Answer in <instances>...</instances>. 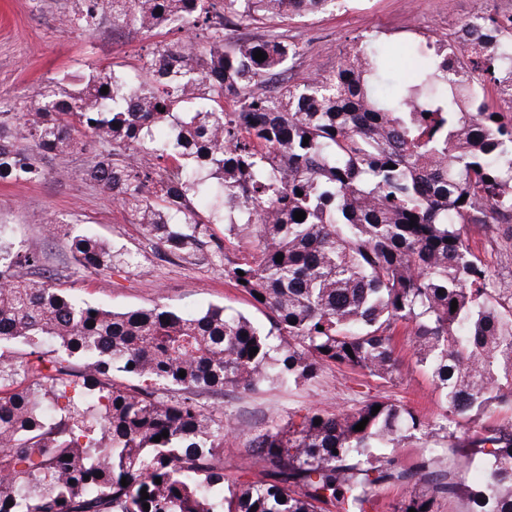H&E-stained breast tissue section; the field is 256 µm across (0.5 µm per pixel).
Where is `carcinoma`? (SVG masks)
<instances>
[{
  "label": "carcinoma",
  "mask_w": 512,
  "mask_h": 512,
  "mask_svg": "<svg viewBox=\"0 0 512 512\" xmlns=\"http://www.w3.org/2000/svg\"><path fill=\"white\" fill-rule=\"evenodd\" d=\"M221 4L73 0L69 21L85 30L107 18L143 34L205 27L211 41L155 46L134 81L108 66L78 91L51 78L23 111H0V182L40 179L39 154L109 145L87 176L171 252L212 224L254 239L250 260L214 257L269 328L218 305L114 311L26 281L17 270L43 256L0 225V512H371L388 486L403 490L394 512H434L444 498L512 512V424L480 421L512 407V290L502 302L469 247L476 230L512 240V18L479 0L484 32L466 37L465 23L435 40L398 83L361 43L272 94L263 78L298 44L274 33L230 45L224 26L336 0ZM48 232L90 273L124 259L60 220ZM400 326L439 394L434 421L377 398L295 411L244 449L261 478L224 490V412L203 396L286 390L326 366L389 381ZM412 439L423 445L403 465L397 449Z\"/></svg>",
  "instance_id": "carcinoma-1"
}]
</instances>
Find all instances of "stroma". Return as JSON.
<instances>
[{
    "mask_svg": "<svg viewBox=\"0 0 512 512\" xmlns=\"http://www.w3.org/2000/svg\"><path fill=\"white\" fill-rule=\"evenodd\" d=\"M73 0H0V106L18 107L31 99L49 78L88 74L92 66L111 67L117 75L134 77L149 47L177 41L170 28L144 35L113 30L100 20L88 33L68 22ZM475 0H354L350 9L283 18L228 32L230 41L256 40L272 31L298 43L302 54L284 75L297 83L315 71H331L346 47L366 40L381 46L392 77H400L411 58L426 50L427 39H443L467 22ZM90 151L46 155L41 159L42 180L0 182V224L9 226L15 242L40 252L37 270H21L23 279L49 281L70 293L122 310L163 304L183 313H195L220 304L230 311L253 314V307L224 276V266L213 258L215 244H223L234 259L249 258L256 249L252 238L225 240L224 227L212 225L213 242L171 254L149 236L142 225L103 190L86 171ZM68 221L72 233L93 236L114 249L134 255V265H116L94 274L74 263L65 241L49 236L50 218ZM470 246L495 274L501 287L512 288V241L495 234H472ZM401 373L391 381L358 371L324 368L310 384L292 389H268L256 394L230 392L212 395L208 404L224 409L229 430L224 437L226 482L249 480L241 450L251 435L285 423L298 410H336L358 401L384 397L415 407L422 415L439 412V395L430 376L414 363L406 335H398Z\"/></svg>",
    "mask_w": 512,
    "mask_h": 512,
    "instance_id": "1",
    "label": "stroma"
}]
</instances>
